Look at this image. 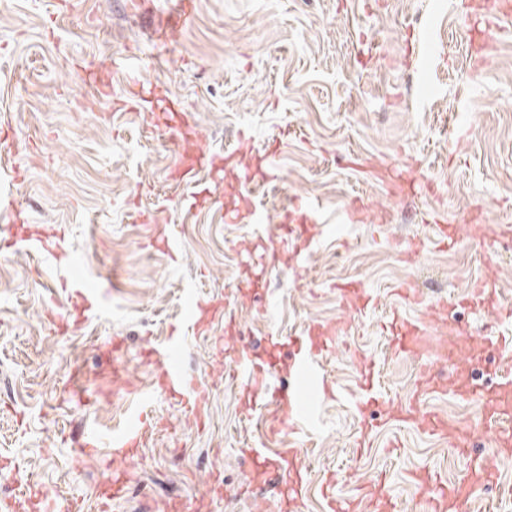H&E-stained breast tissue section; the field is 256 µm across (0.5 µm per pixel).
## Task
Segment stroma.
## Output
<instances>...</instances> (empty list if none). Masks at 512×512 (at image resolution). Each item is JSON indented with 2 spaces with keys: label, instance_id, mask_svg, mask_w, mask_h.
Wrapping results in <instances>:
<instances>
[{
  "label": "stroma",
  "instance_id": "stroma-1",
  "mask_svg": "<svg viewBox=\"0 0 512 512\" xmlns=\"http://www.w3.org/2000/svg\"><path fill=\"white\" fill-rule=\"evenodd\" d=\"M198 2L195 26L163 49L153 29L173 0H0V488L21 473L60 510L98 512L101 491L123 470L129 493L111 512H157V500L187 496L197 512H281L284 473L250 472L244 451H278L290 433L271 434L283 410L249 409L231 375L232 312L251 325L257 355L270 330L345 326L323 354L331 394L326 382L307 384L316 408L298 435L310 468L296 512H326L320 487L330 475L340 501L381 475L386 495L411 507L412 472L452 482L462 462L437 437L387 420L389 406L455 336L463 349L446 377L496 386L485 340L512 301V16L485 42L494 66L476 70L478 20L465 0ZM122 57L131 68L113 70ZM132 80L152 88L157 111L113 106ZM173 101L208 150H233L244 134L260 150L278 143L274 180L251 196L261 222L226 223L233 183L203 172L213 204L184 209L188 188L169 178L179 154L162 115ZM291 208L312 227L307 245L284 244L268 286L238 290L254 272L251 239L277 234ZM19 213L21 232L60 239L59 260L42 263L15 243ZM437 224L454 227L452 247L437 246ZM163 236L179 239L176 254L153 246ZM349 281L377 306L346 307L336 286ZM478 281L496 287L481 311L462 302ZM82 282L101 297L61 328ZM405 283L418 301L397 295ZM189 286L216 311L182 355L210 392L201 426L157 389L158 366L143 358L180 332ZM440 299L454 304L444 335L426 316ZM395 311L424 329L421 357L392 355L383 326ZM364 357L377 360L382 393L361 412ZM76 370L83 405L62 395ZM141 411L150 434L131 459L108 446L76 453L87 433L112 435ZM366 419L377 427L361 453L354 440ZM466 445L491 458L499 478L476 490L479 512L512 486V456L496 455L489 432ZM214 473L223 495L208 491Z\"/></svg>",
  "mask_w": 512,
  "mask_h": 512
}]
</instances>
